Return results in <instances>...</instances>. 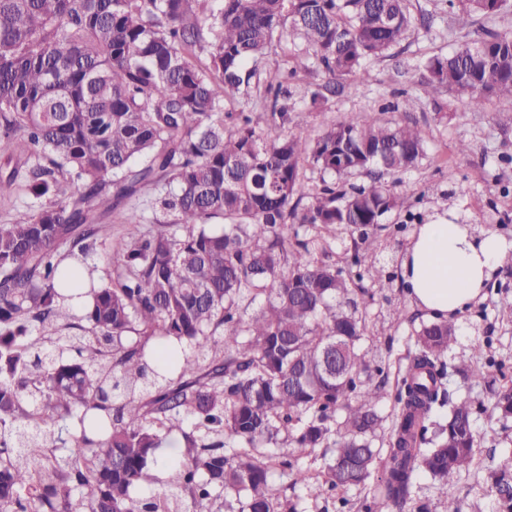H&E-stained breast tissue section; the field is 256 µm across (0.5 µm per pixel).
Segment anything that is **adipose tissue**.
Segmentation results:
<instances>
[{
    "label": "adipose tissue",
    "mask_w": 512,
    "mask_h": 512,
    "mask_svg": "<svg viewBox=\"0 0 512 512\" xmlns=\"http://www.w3.org/2000/svg\"><path fill=\"white\" fill-rule=\"evenodd\" d=\"M511 252L512 245L492 230L477 234L442 219L421 225L400 266L407 296L431 316H457Z\"/></svg>",
    "instance_id": "obj_1"
}]
</instances>
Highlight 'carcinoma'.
Returning <instances> with one entry per match:
<instances>
[{
	"mask_svg": "<svg viewBox=\"0 0 512 512\" xmlns=\"http://www.w3.org/2000/svg\"><path fill=\"white\" fill-rule=\"evenodd\" d=\"M409 2L0 0V143L26 155L0 167V184L40 199L0 224V512H183L187 499L194 512H298L272 471L319 498L366 484L379 458L364 512H405L418 470L462 512L448 485L475 460L471 401L433 421L448 405L454 323L415 330L388 447L375 448L388 376L362 381L360 348L374 294L326 260L336 226L359 232L352 264L376 254L383 219L410 207L381 176L420 163L424 132L350 116L263 136L297 123L288 76L320 69L312 98L343 92L336 77L406 38ZM458 2L468 16L512 8ZM284 36L291 68L263 85L257 64ZM423 66L425 94L455 93L475 122L487 96L512 98L509 33ZM306 159L332 176L307 195ZM161 185L172 190L153 206L174 219L143 231L137 200ZM118 209L127 233L99 284L87 257ZM365 275L381 289L390 279L382 265ZM83 289L92 302L75 312L66 301ZM76 319L83 333L62 335ZM499 371L489 359L471 378ZM495 410L512 417V386ZM172 433L175 456H158ZM283 434L289 454L274 448ZM319 453L331 457L316 473L301 466ZM159 466L166 489L135 495ZM487 484L512 512V461L488 466Z\"/></svg>",
	"mask_w": 512,
	"mask_h": 512,
	"instance_id": "carcinoma-1",
	"label": "carcinoma"
}]
</instances>
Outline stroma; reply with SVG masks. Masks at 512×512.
<instances>
[{
	"instance_id": "1",
	"label": "stroma",
	"mask_w": 512,
	"mask_h": 512,
	"mask_svg": "<svg viewBox=\"0 0 512 512\" xmlns=\"http://www.w3.org/2000/svg\"><path fill=\"white\" fill-rule=\"evenodd\" d=\"M414 17L430 15L431 28L416 26L389 56L367 63L361 70L342 76L343 93L315 102L311 93L324 84L319 70L298 72L290 79V103L299 109V128L314 133L354 113L382 122L415 124L426 134V156L411 171L383 176L391 191L412 203L410 214H389L379 236V259L392 277L388 287L376 290L369 308L368 330L363 349L371 365L396 372L413 340L411 317L421 310L410 302L400 276V260L419 224L442 217L455 224L472 225L474 231L491 229L512 242V192L502 194L500 185L512 188V100L490 96L485 102L486 117L472 123L461 100L441 92L443 112L424 95L421 61L455 49L474 38L476 27L512 32V10L477 18L475 25L450 24L441 0H410ZM414 99L407 108L406 99ZM469 143V154H459V141ZM512 294V268L499 267L482 297L456 316L457 339L448 352L451 364H482L491 356L503 362L496 374L497 385L512 383V314L501 312V293ZM451 399L471 398L476 427L477 449L473 466L463 472L440 495L427 473L416 475L412 487L414 505L427 512H446L447 496L456 497L464 512H499L495 496L486 491L485 469L490 454L512 452V421L498 419L492 410V394L485 386L455 375L448 382Z\"/></svg>"
}]
</instances>
